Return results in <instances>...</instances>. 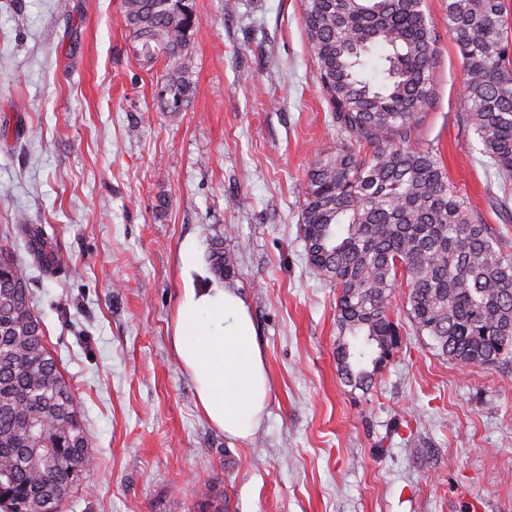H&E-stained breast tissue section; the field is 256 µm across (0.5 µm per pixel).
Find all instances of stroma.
Instances as JSON below:
<instances>
[{"label":"stroma","instance_id":"1","mask_svg":"<svg viewBox=\"0 0 512 512\" xmlns=\"http://www.w3.org/2000/svg\"><path fill=\"white\" fill-rule=\"evenodd\" d=\"M447 0L435 98L412 140L512 240V180L459 119L464 72ZM195 94L159 101L122 0H0V227L25 217L62 258L14 251L89 432V489L64 512H512V362L457 366L415 336L405 300L369 389L336 364V288L299 231L307 174L340 140L302 0H193ZM221 237L271 382L249 439L197 406L171 343L180 247Z\"/></svg>","mask_w":512,"mask_h":512}]
</instances>
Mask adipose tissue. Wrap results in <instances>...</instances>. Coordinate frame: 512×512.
Returning <instances> with one entry per match:
<instances>
[{
    "instance_id": "ef3b65f1",
    "label": "adipose tissue",
    "mask_w": 512,
    "mask_h": 512,
    "mask_svg": "<svg viewBox=\"0 0 512 512\" xmlns=\"http://www.w3.org/2000/svg\"><path fill=\"white\" fill-rule=\"evenodd\" d=\"M197 241L183 243L181 262L188 277L176 309L173 348L194 384L198 405L225 436L250 437L260 426L270 380L249 310L234 289L216 283L195 285L202 273Z\"/></svg>"
}]
</instances>
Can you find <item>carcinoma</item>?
<instances>
[{"label": "carcinoma", "instance_id": "carcinoma-1", "mask_svg": "<svg viewBox=\"0 0 512 512\" xmlns=\"http://www.w3.org/2000/svg\"><path fill=\"white\" fill-rule=\"evenodd\" d=\"M308 45L341 145L308 173L301 231L309 265L336 297V361L348 386L367 388L397 347L391 317L399 278L414 335L462 367L512 356V244L449 187L431 147L412 146L435 94L438 40L425 0H302ZM189 0H124L143 60L171 66L160 100L170 112L194 92ZM448 37L467 83L462 123L503 180L512 178V44L502 0H448ZM378 52V77L362 75ZM370 153L362 156V149ZM41 265L61 264L42 229L17 219ZM212 274L231 280L233 254L212 241ZM17 256L0 250V490L8 508L60 512L84 492L88 435L75 394L46 347Z\"/></svg>", "mask_w": 512, "mask_h": 512}]
</instances>
